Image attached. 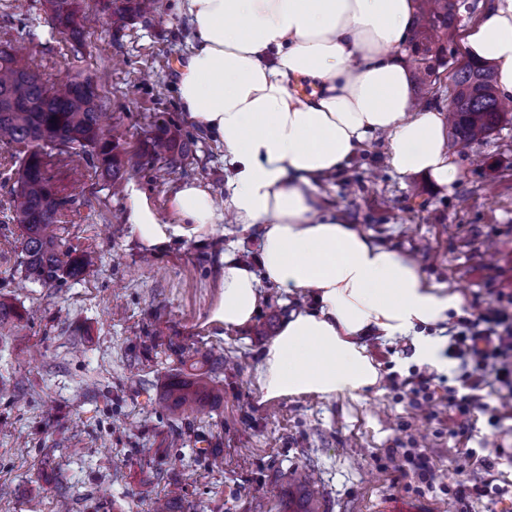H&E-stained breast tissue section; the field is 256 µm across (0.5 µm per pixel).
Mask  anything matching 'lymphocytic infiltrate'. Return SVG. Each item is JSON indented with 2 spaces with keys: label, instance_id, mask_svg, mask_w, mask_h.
<instances>
[{
  "label": "lymphocytic infiltrate",
  "instance_id": "lymphocytic-infiltrate-1",
  "mask_svg": "<svg viewBox=\"0 0 512 512\" xmlns=\"http://www.w3.org/2000/svg\"><path fill=\"white\" fill-rule=\"evenodd\" d=\"M456 360L469 393L457 396L455 387L445 386V399L459 428H466L473 411L489 412V424L498 427L512 413V310L491 305L472 311L453 327L445 351ZM497 385L500 396L496 408H487L481 395L485 386Z\"/></svg>",
  "mask_w": 512,
  "mask_h": 512
}]
</instances>
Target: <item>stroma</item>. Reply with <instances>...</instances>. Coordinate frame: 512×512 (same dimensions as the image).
Segmentation results:
<instances>
[{"label": "stroma", "instance_id": "1", "mask_svg": "<svg viewBox=\"0 0 512 512\" xmlns=\"http://www.w3.org/2000/svg\"><path fill=\"white\" fill-rule=\"evenodd\" d=\"M175 4L155 0L151 13L119 19L102 14L103 0H82L99 20L78 48L53 30L46 0H0V42L47 86L78 73L100 79L119 158L140 162L124 180L166 220L181 184L197 181L220 197L230 175L223 146L180 107L178 66L192 26ZM158 123L189 148L176 163L143 151ZM387 149L375 139L323 181L327 202L376 241L417 257L466 307L511 296L512 114L488 139L451 149L458 174L448 189L424 174H396ZM19 151L0 143V300L24 315L20 327L0 326V512H155L174 483L180 512H279L296 469L313 473L322 512H371L384 495L428 512H512V418L494 430L477 411L458 433L439 401L424 418L403 385L419 367L407 341L370 340L386 374L376 392L257 406L254 369L286 316V294L266 287L248 329L210 323L226 243L242 239L240 258L257 259V238L237 225H217L202 242L143 248L124 221L123 191L75 155L54 169L71 197L57 234L62 251L92 253L95 263L52 286L25 279L23 233L12 220ZM210 355L224 359L215 374L223 402L172 416L161 384ZM469 449L479 458L470 476L488 489L462 504L455 467ZM407 451L425 454L430 482L410 469ZM212 452L222 469L211 468ZM485 457L494 469L485 470Z\"/></svg>", "mask_w": 512, "mask_h": 512}]
</instances>
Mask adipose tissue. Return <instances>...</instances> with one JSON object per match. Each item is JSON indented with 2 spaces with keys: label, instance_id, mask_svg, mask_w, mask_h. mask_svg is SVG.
I'll return each mask as SVG.
<instances>
[{
  "label": "adipose tissue",
  "instance_id": "1",
  "mask_svg": "<svg viewBox=\"0 0 512 512\" xmlns=\"http://www.w3.org/2000/svg\"><path fill=\"white\" fill-rule=\"evenodd\" d=\"M177 9L193 31L178 97L223 145L232 174L221 201L202 183L182 184L170 200L171 223L128 186L127 222L149 248L207 236L228 214L257 231V267L238 262V241L224 247L209 317L224 329L253 323L265 285L309 295L261 354L257 405L377 389L382 365L369 336L410 339L417 360L442 368L431 331L463 315L462 295L346 222L319 192L379 135L396 173H424L446 187L455 181L443 119L416 108L411 92L403 48L416 0H178ZM465 46L469 58L495 65L499 91L511 99L512 0H492Z\"/></svg>",
  "mask_w": 512,
  "mask_h": 512
}]
</instances>
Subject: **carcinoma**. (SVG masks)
<instances>
[{
	"mask_svg": "<svg viewBox=\"0 0 512 512\" xmlns=\"http://www.w3.org/2000/svg\"><path fill=\"white\" fill-rule=\"evenodd\" d=\"M51 20L58 33L80 41L88 17L79 11V0H47ZM457 16L448 0H420L417 25L410 39L412 50L421 55L417 81L427 78L447 64L448 39L456 31ZM450 104L452 144L467 145L488 137L507 116L496 89L494 68L488 63L467 61L452 75ZM101 96L98 81L76 75L60 88H48L39 73L21 62L0 44V142L23 144L28 151L17 170L13 221L24 233L25 277L43 285L74 278L93 263L89 254L71 258L58 244L56 224L68 199L59 195L53 167L65 162L79 148L96 168L117 177L118 144L101 123ZM179 135L159 126L150 138V153L156 157L175 153ZM68 150L53 153V143ZM162 396L174 414L202 412L221 398L209 372L177 374L164 384ZM313 491L300 482L288 492L283 512H320Z\"/></svg>",
	"mask_w": 512,
	"mask_h": 512,
	"instance_id": "1",
	"label": "carcinoma"
}]
</instances>
